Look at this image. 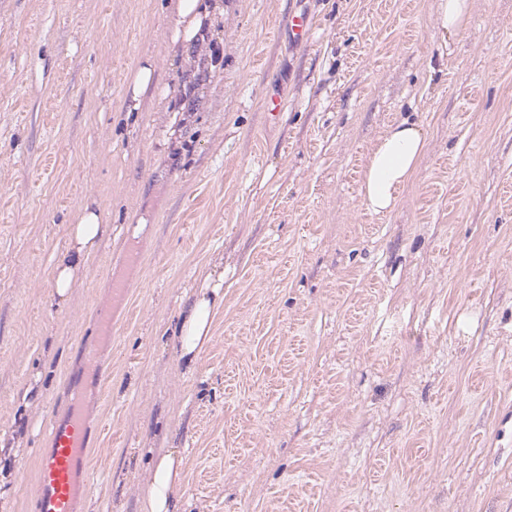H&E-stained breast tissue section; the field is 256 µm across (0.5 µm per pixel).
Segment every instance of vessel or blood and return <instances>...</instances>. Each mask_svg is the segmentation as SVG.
<instances>
[{"instance_id":"obj_1","label":"vessel or blood","mask_w":512,"mask_h":512,"mask_svg":"<svg viewBox=\"0 0 512 512\" xmlns=\"http://www.w3.org/2000/svg\"><path fill=\"white\" fill-rule=\"evenodd\" d=\"M49 438V448L38 459L33 512H78L79 502L94 493L86 468L92 446L85 411L52 418Z\"/></svg>"}]
</instances>
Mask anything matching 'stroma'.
Returning a JSON list of instances; mask_svg holds the SVG:
<instances>
[{"label":"stroma","instance_id":"stroma-1","mask_svg":"<svg viewBox=\"0 0 512 512\" xmlns=\"http://www.w3.org/2000/svg\"><path fill=\"white\" fill-rule=\"evenodd\" d=\"M177 2L0 0V512H31L75 400L105 424L86 512H140L169 448L179 512H512V0L448 35L439 0H213L222 64L184 116ZM403 119L427 149L375 214L362 172ZM92 201L109 232L61 303L52 258ZM121 280L96 383L82 347ZM156 82L155 68L153 63L146 61L141 64L134 72L131 78V100L133 104L130 111H134L139 107L140 99L151 88L154 87ZM223 299L221 279L215 282L211 277H205L187 311L181 315L178 335L180 358L188 357L191 362L209 342L213 311L220 306Z\"/></svg>","mask_w":512,"mask_h":512}]
</instances>
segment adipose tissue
Returning <instances> with one entry per match:
<instances>
[{
    "label": "adipose tissue",
    "instance_id": "adipose-tissue-1",
    "mask_svg": "<svg viewBox=\"0 0 512 512\" xmlns=\"http://www.w3.org/2000/svg\"><path fill=\"white\" fill-rule=\"evenodd\" d=\"M178 18L171 41L182 53L192 54L197 41L205 39L203 22L211 16L202 0H179ZM427 134L414 122L392 124L380 136L370 152L359 186V196L368 210L376 214L392 211L398 194L413 178L425 153ZM107 229L100 207L91 203L77 214L70 229L67 248L55 255L52 263L55 294L67 300L78 271L97 251ZM223 300L221 282L204 279L179 327L180 357H196L211 337L214 310ZM184 456L171 448L162 454L146 478L142 512H178L175 491L182 477Z\"/></svg>",
    "mask_w": 512,
    "mask_h": 512
}]
</instances>
